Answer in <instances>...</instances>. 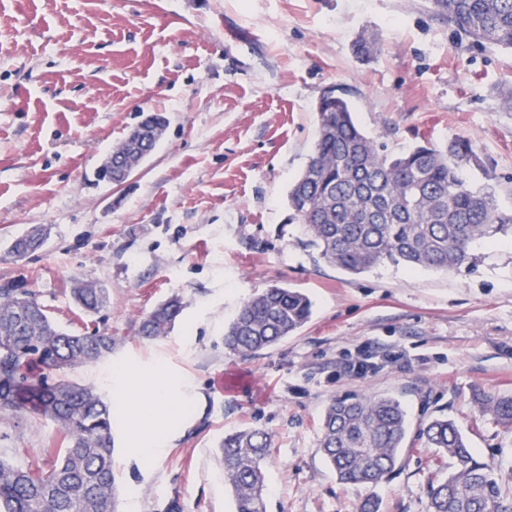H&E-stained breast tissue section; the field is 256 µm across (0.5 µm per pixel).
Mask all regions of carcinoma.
<instances>
[{
    "label": "carcinoma",
    "mask_w": 512,
    "mask_h": 512,
    "mask_svg": "<svg viewBox=\"0 0 512 512\" xmlns=\"http://www.w3.org/2000/svg\"><path fill=\"white\" fill-rule=\"evenodd\" d=\"M456 34L485 48L512 50V0H435ZM317 136L301 174L288 191V223L300 224L297 243L348 274L390 263L460 272L483 261L478 245L512 231L489 185L475 187L458 173L483 168L474 145L452 140L388 153L355 122L343 94L319 97ZM153 113L112 149L113 183L120 166L151 155L166 129ZM34 228L16 238L10 252L36 250ZM75 305L97 314L104 289L78 280ZM182 311L177 295L142 317L146 339L168 335ZM312 302L298 288L273 284L244 300L224 333V346L242 356L271 347L311 318ZM109 332L61 328L29 282L0 278V411L50 419L60 429L58 448H44L43 466L0 459V512H113L112 406L92 387L63 379L67 370L112 356ZM479 411L512 428V394H486ZM323 455L342 483L378 485L396 469L409 430L401 403L388 395H346L328 403L321 422ZM417 438L456 462V470L429 479V512H512V482L473 457L467 437L446 417L420 421ZM272 441L259 429L224 436V482L235 512H266L264 463Z\"/></svg>",
    "instance_id": "obj_1"
}]
</instances>
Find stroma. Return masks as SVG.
<instances>
[{
	"mask_svg": "<svg viewBox=\"0 0 512 512\" xmlns=\"http://www.w3.org/2000/svg\"><path fill=\"white\" fill-rule=\"evenodd\" d=\"M250 33L228 44L224 33ZM379 50L359 59L360 36ZM345 90L388 150L472 141L512 207V51L472 45L433 0H0V276L23 277L70 330H109L111 359L66 380L112 395V362L163 358L199 404L170 448L142 464L114 422L117 512H232L218 444L259 428L273 441L267 512H428L435 452L415 442L377 488L340 483L319 449L320 418L343 394H388L411 425L454 419L475 459L512 478V431L481 417V393H512V236L483 245L474 270L380 265L350 275L295 245L287 193L316 138L315 105ZM163 113L155 152L123 184L97 173L131 129ZM47 230L21 261L12 241ZM105 288L87 317L76 279ZM306 292L310 321L244 358L224 347L240 304L273 283ZM167 336L139 320L169 296ZM392 353L405 364L389 361ZM371 357L364 377L342 363ZM52 421L0 412V457L42 463Z\"/></svg>",
	"mask_w": 512,
	"mask_h": 512,
	"instance_id": "1",
	"label": "stroma"
}]
</instances>
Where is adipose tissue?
Masks as SVG:
<instances>
[{
    "label": "adipose tissue",
    "instance_id": "1",
    "mask_svg": "<svg viewBox=\"0 0 512 512\" xmlns=\"http://www.w3.org/2000/svg\"><path fill=\"white\" fill-rule=\"evenodd\" d=\"M113 407L125 423L134 454L149 462L167 447L173 430L194 410L196 396L188 380H166L159 368L112 367Z\"/></svg>",
    "mask_w": 512,
    "mask_h": 512
}]
</instances>
